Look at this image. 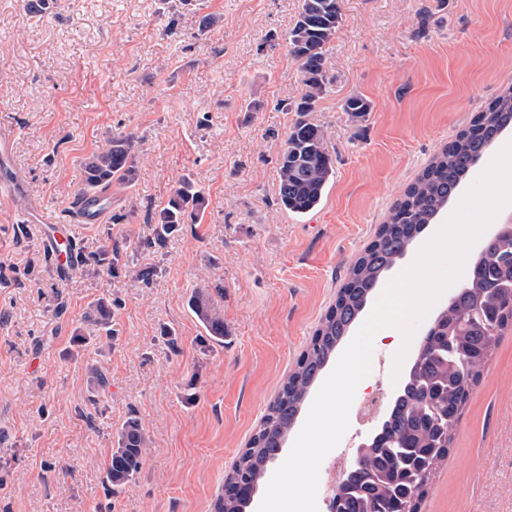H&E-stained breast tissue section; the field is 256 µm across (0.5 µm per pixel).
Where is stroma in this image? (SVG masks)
I'll use <instances>...</instances> for the list:
<instances>
[{
  "label": "stroma",
  "mask_w": 512,
  "mask_h": 512,
  "mask_svg": "<svg viewBox=\"0 0 512 512\" xmlns=\"http://www.w3.org/2000/svg\"><path fill=\"white\" fill-rule=\"evenodd\" d=\"M0 0V139L22 185L0 209V512H213L351 263L393 204L488 100L512 87V0H342L312 111L287 42L300 0ZM220 22L201 30L205 15ZM367 99L355 118L343 104ZM259 109H249V102ZM303 119L334 175L304 215L277 201ZM138 141L134 185L103 223L71 224L83 162ZM207 202L157 238L183 178ZM70 224L66 277L43 246ZM205 289L232 338L192 306ZM140 424L139 472L105 479ZM421 512H512V331L453 429Z\"/></svg>",
  "instance_id": "1"
}]
</instances>
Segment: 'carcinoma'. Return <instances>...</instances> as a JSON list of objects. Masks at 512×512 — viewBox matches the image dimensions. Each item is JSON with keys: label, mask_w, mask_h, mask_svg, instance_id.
<instances>
[{"label": "carcinoma", "mask_w": 512, "mask_h": 512, "mask_svg": "<svg viewBox=\"0 0 512 512\" xmlns=\"http://www.w3.org/2000/svg\"><path fill=\"white\" fill-rule=\"evenodd\" d=\"M340 19V0H301L288 43L300 61L303 90L300 97L285 102V108L309 112L322 98L327 85L326 46ZM344 110L362 117L370 111V104L353 96L346 100ZM509 129L512 88L477 112L395 203L375 239L349 268L335 303L321 318L295 369L283 381L226 475L224 494L217 499L215 512H249L259 483L280 458L311 389L374 289ZM278 173L277 199L286 211L304 215L318 208L333 176L334 163L316 126L304 120L293 124L278 158ZM136 177V139L131 134L119 135L84 162L82 190L101 198L112 181L131 185ZM203 205V194L194 182L181 180L158 213L157 234H169L185 221H195ZM194 311L211 336L224 337L219 309L200 292L194 297ZM511 329L510 223L499 225L471 267L467 284L455 291L452 302L431 323L382 427L366 441L351 478L340 488L334 512H420L432 477L448 458L453 427L482 378L494 347ZM117 443L106 473L114 487L130 480L141 467L146 439L137 421L122 426Z\"/></svg>", "instance_id": "cac0c4a2"}]
</instances>
